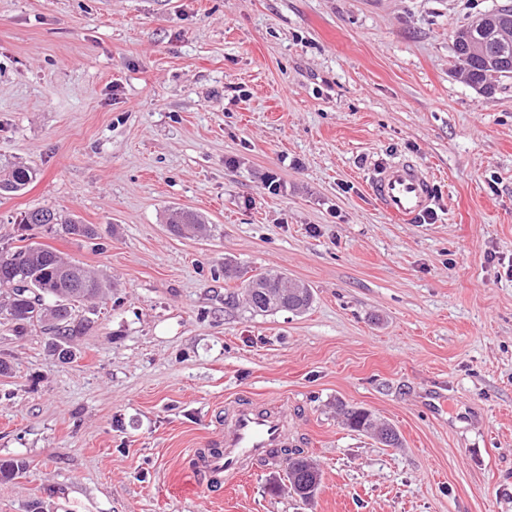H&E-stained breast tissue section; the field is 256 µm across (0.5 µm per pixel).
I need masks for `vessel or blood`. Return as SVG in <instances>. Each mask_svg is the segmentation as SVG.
I'll use <instances>...</instances> for the list:
<instances>
[{
    "mask_svg": "<svg viewBox=\"0 0 512 512\" xmlns=\"http://www.w3.org/2000/svg\"><path fill=\"white\" fill-rule=\"evenodd\" d=\"M433 174L419 161L402 160L383 164L368 182L370 194L380 208L398 224H410L433 204ZM291 408L281 398L269 406L250 399L231 401L213 446L197 452L193 474L208 489L235 482L255 463L281 467L282 450L288 445V414Z\"/></svg>",
    "mask_w": 512,
    "mask_h": 512,
    "instance_id": "vessel-or-blood-1",
    "label": "vessel or blood"
}]
</instances>
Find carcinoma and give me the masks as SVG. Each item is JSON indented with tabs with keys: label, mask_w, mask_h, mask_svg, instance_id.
<instances>
[{
	"label": "carcinoma",
	"mask_w": 512,
	"mask_h": 512,
	"mask_svg": "<svg viewBox=\"0 0 512 512\" xmlns=\"http://www.w3.org/2000/svg\"><path fill=\"white\" fill-rule=\"evenodd\" d=\"M496 24L485 31V41L478 43L472 26L453 31V48L461 71L470 84L490 94L503 78L512 76V10L500 9L486 13ZM35 168L15 164L0 177V192L23 190L34 178ZM23 222L30 226L58 224L61 232L73 237L92 238L91 224L64 220L48 208H37L25 213ZM197 215L174 210L169 217V229L179 233L188 224H198ZM0 316L13 324L17 333L46 320L53 322L50 348L61 362L73 358L71 343L89 326V320L75 313L76 306L94 302L105 295L109 286L91 276L84 267L65 260L52 247L31 242L0 251ZM288 277L281 276L263 288L245 285L239 293L227 297L230 302L244 298L255 313L302 312L312 303L311 289L287 293ZM345 425L356 432H370L375 425L371 414L364 409L342 410ZM286 475L290 490L303 502L313 499L320 484L317 464L298 450L284 449Z\"/></svg>",
	"instance_id": "obj_1"
}]
</instances>
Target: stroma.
Wrapping results in <instances>:
<instances>
[{
    "instance_id": "35a3bbf8",
    "label": "stroma",
    "mask_w": 512,
    "mask_h": 512,
    "mask_svg": "<svg viewBox=\"0 0 512 512\" xmlns=\"http://www.w3.org/2000/svg\"><path fill=\"white\" fill-rule=\"evenodd\" d=\"M503 5L0 0V165L37 171L0 194V249L47 244L112 285L67 364L0 319V463L23 466L0 512H512V77L479 93L451 38ZM403 157L435 177L428 221L367 189ZM35 208L97 236L26 227ZM176 208L202 228L171 233ZM270 270L311 307L226 303ZM238 395L292 403L310 503L259 466L195 488ZM345 425L356 432H371L375 420L371 414L364 409H341Z\"/></svg>"
}]
</instances>
